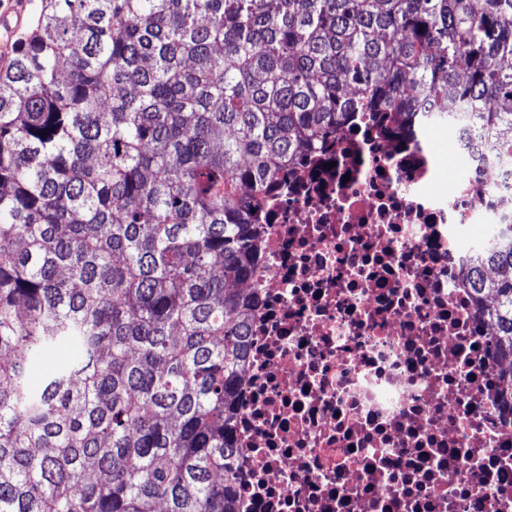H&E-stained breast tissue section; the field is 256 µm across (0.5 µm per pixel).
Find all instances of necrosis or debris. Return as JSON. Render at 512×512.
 I'll use <instances>...</instances> for the list:
<instances>
[{
    "label": "necrosis or debris",
    "mask_w": 512,
    "mask_h": 512,
    "mask_svg": "<svg viewBox=\"0 0 512 512\" xmlns=\"http://www.w3.org/2000/svg\"><path fill=\"white\" fill-rule=\"evenodd\" d=\"M507 216L492 146L441 181L430 143L363 112L289 171L244 285V512H512L507 363L462 242Z\"/></svg>",
    "instance_id": "obj_1"
}]
</instances>
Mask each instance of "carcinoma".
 <instances>
[{
  "instance_id": "1",
  "label": "carcinoma",
  "mask_w": 512,
  "mask_h": 512,
  "mask_svg": "<svg viewBox=\"0 0 512 512\" xmlns=\"http://www.w3.org/2000/svg\"><path fill=\"white\" fill-rule=\"evenodd\" d=\"M354 112L452 124L512 188V0H42L0 71V512H242L240 284ZM467 282L512 359V223Z\"/></svg>"
}]
</instances>
